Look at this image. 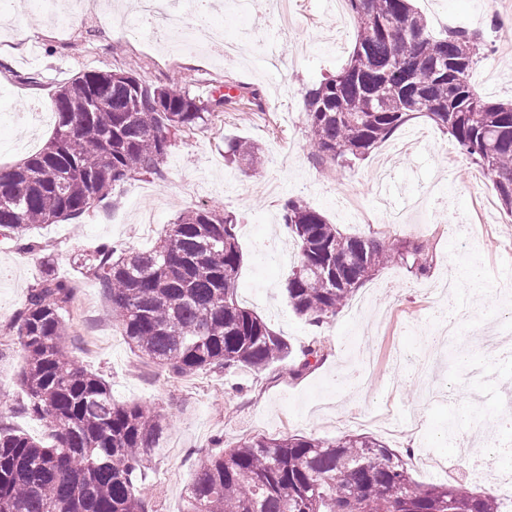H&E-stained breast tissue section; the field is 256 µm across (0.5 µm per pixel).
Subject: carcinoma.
<instances>
[{
	"label": "carcinoma",
	"mask_w": 512,
	"mask_h": 512,
	"mask_svg": "<svg viewBox=\"0 0 512 512\" xmlns=\"http://www.w3.org/2000/svg\"><path fill=\"white\" fill-rule=\"evenodd\" d=\"M357 35L347 63L305 94L308 147L339 172L420 115L446 130L492 177L512 212V103L483 100L470 74L484 39L465 29L432 31L413 0H346ZM46 146L0 169V236L22 242L43 224L77 218L112 199L133 176L164 180L169 135L203 126L190 93L133 73L77 75L53 102ZM253 141L228 140L229 163L258 164ZM283 224L298 262L288 278L294 311L319 326L375 272L422 254L342 233L298 199ZM236 217L197 206L146 250L100 245L78 261L112 302V317L139 356L177 377L211 369L264 370L287 360L290 344L237 296L242 251ZM71 281L47 267L14 315L26 365L22 412L43 421L50 441L0 426V512H149L136 494L161 434L150 409L118 405L108 382L78 365L64 345ZM302 350L293 373L321 360ZM187 512H502L499 500L448 482L422 487L402 456L362 434L334 441L253 437L201 461Z\"/></svg>",
	"instance_id": "cac0c4a2"
}]
</instances>
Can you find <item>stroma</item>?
<instances>
[{
  "instance_id": "stroma-1",
  "label": "stroma",
  "mask_w": 512,
  "mask_h": 512,
  "mask_svg": "<svg viewBox=\"0 0 512 512\" xmlns=\"http://www.w3.org/2000/svg\"><path fill=\"white\" fill-rule=\"evenodd\" d=\"M137 2L128 0L117 28L99 11L86 10L58 33L32 9L19 12L18 24L30 31L24 41L0 37V168L9 169L39 150L54 128L47 122L29 133L10 116L51 108L61 88L88 71H132L165 87L189 91L213 113L206 126L178 135L166 156L165 180L139 174L117 189L110 205L34 231L38 251L26 253L0 242V423L35 438H47L42 421L20 412L25 393L19 382L24 355L13 327L15 311L43 273L50 258L57 275L70 279L76 295L66 315V344L77 362L101 375L115 402L142 405L158 414L163 430L137 488L152 512H185L196 463L215 451L217 441L233 446L255 436L291 435L336 439L364 434L405 456L420 485L439 482L423 470L419 458L457 466L468 488L497 494L495 479L512 474V429L499 422L512 402V356L498 337L512 342V223L481 221L480 197L491 183L474 188L475 167L429 119L411 127L428 131V149L401 154L388 183L404 211L405 222L392 223L376 210L377 169L396 131L343 174L319 165L308 149L303 93L347 61L355 25L337 32L324 0H294L299 23L279 33L271 0H248L244 14H213L239 54L222 60L211 52L169 56L155 40L136 32ZM434 31L444 21L485 30L489 19L512 17V0H416ZM500 50L489 46L472 72L480 92L492 100L512 99V70L500 65ZM36 83H28V76ZM259 95L258 103L240 98V87ZM229 99L223 107L214 101ZM249 139L262 162L250 169L224 159L227 140ZM355 198L370 207L371 221L355 223L346 206ZM296 198L318 210L348 235L385 243L422 244L431 267L418 274L411 263L389 265L366 281L349 303L322 326L295 313L284 285L294 258L267 263L262 250H291L295 243L280 232L284 200ZM208 205L237 219L243 260L238 272L240 301L283 336L294 352L320 347L317 366L292 375L288 364L257 372L203 371L175 378L139 359L112 317V305L94 276L75 266V252L104 243L129 250L151 246L156 232L187 209ZM451 278L450 298L458 305L456 336L426 353L424 345L442 333L446 300L431 287ZM369 356L372 369L358 390L337 381ZM467 431L464 441L449 442L448 425Z\"/></svg>"
}]
</instances>
